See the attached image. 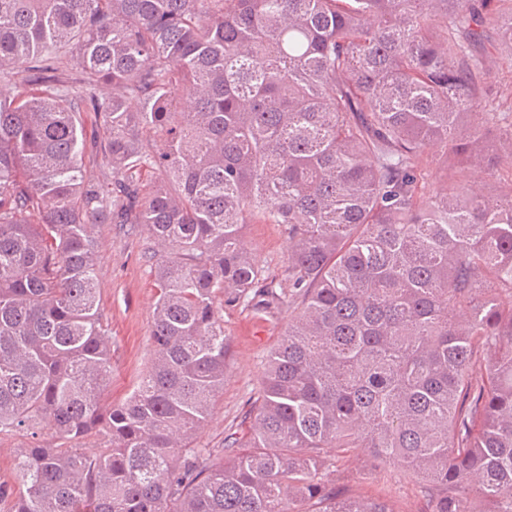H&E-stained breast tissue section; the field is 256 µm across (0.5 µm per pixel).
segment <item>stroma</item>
<instances>
[{"mask_svg": "<svg viewBox=\"0 0 512 512\" xmlns=\"http://www.w3.org/2000/svg\"><path fill=\"white\" fill-rule=\"evenodd\" d=\"M82 161L92 184L107 188L112 169L103 153V131L96 113L81 115ZM91 233L99 246L95 269L98 296L112 343V373L103 403H124L146 372L153 355L149 339L157 290L150 257L158 245L145 228L127 224H95ZM245 248L265 270L279 273L288 261V238L275 224H249L243 233ZM231 346L224 389L216 397L208 423L196 435L197 447L210 449L213 460L224 456L228 433H247L243 420L264 380L262 360L282 338L287 311L257 315L240 307L215 302ZM333 469L351 496L385 501L393 512H424V483L401 464L391 463L368 471L360 458L337 454Z\"/></svg>", "mask_w": 512, "mask_h": 512, "instance_id": "stroma-1", "label": "stroma"}]
</instances>
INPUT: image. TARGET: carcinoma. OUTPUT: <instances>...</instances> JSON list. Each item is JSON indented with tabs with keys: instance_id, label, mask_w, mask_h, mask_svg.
Returning <instances> with one entry per match:
<instances>
[{
	"instance_id": "carcinoma-1",
	"label": "carcinoma",
	"mask_w": 512,
	"mask_h": 512,
	"mask_svg": "<svg viewBox=\"0 0 512 512\" xmlns=\"http://www.w3.org/2000/svg\"><path fill=\"white\" fill-rule=\"evenodd\" d=\"M512 0H0V432L9 512H393L331 449L398 461L425 512H512ZM486 121H472L474 107ZM97 113L112 191L85 186ZM432 144L438 157L427 154ZM454 160L492 194L430 182ZM157 179L141 192L138 173ZM143 225L153 358L106 409L90 225ZM247 224L291 244L267 273ZM292 318L245 440L193 438L224 388L215 309ZM101 427L108 448L68 443ZM495 81L493 91L499 93L512 86V56L507 52H499L495 59ZM498 93V94H499ZM30 436L25 431L0 433V481L12 483L16 479V464L21 448H29Z\"/></svg>"
}]
</instances>
